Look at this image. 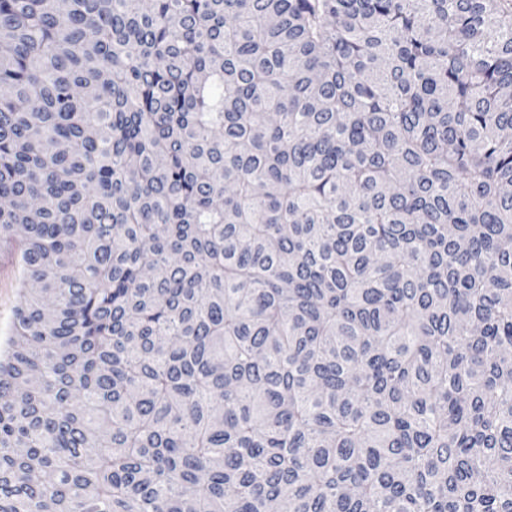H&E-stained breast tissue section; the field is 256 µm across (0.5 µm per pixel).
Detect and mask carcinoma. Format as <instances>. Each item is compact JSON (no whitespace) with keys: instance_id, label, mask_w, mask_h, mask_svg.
I'll return each mask as SVG.
<instances>
[{"instance_id":"carcinoma-1","label":"carcinoma","mask_w":512,"mask_h":512,"mask_svg":"<svg viewBox=\"0 0 512 512\" xmlns=\"http://www.w3.org/2000/svg\"><path fill=\"white\" fill-rule=\"evenodd\" d=\"M0 512H512L509 0H0ZM21 268L17 257L0 247V348L3 349L11 334L14 312L19 305Z\"/></svg>"}]
</instances>
